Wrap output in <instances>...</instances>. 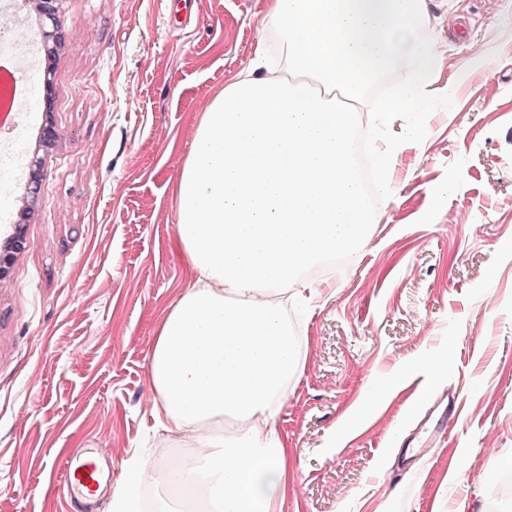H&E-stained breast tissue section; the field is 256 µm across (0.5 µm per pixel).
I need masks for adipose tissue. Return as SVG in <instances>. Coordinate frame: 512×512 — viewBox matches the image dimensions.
I'll return each instance as SVG.
<instances>
[{
	"label": "adipose tissue",
	"mask_w": 512,
	"mask_h": 512,
	"mask_svg": "<svg viewBox=\"0 0 512 512\" xmlns=\"http://www.w3.org/2000/svg\"><path fill=\"white\" fill-rule=\"evenodd\" d=\"M423 0H268L263 30L283 67L252 65L193 125L174 197L177 250L196 274L167 309L149 357L156 418L189 449L171 466L127 460L110 512H281L291 454L274 425L302 348L273 298L304 287L328 255L360 248L372 223L352 149L357 106L405 71L376 105L380 189L425 133L441 56ZM416 122L393 134L397 113Z\"/></svg>",
	"instance_id": "adipose-tissue-1"
}]
</instances>
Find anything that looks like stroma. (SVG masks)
Masks as SVG:
<instances>
[{
	"label": "stroma",
	"mask_w": 512,
	"mask_h": 512,
	"mask_svg": "<svg viewBox=\"0 0 512 512\" xmlns=\"http://www.w3.org/2000/svg\"><path fill=\"white\" fill-rule=\"evenodd\" d=\"M267 0H61L65 45L19 78L54 104L0 115V142L46 175L28 241L0 276V512H70L72 448L182 445L153 415L149 353L195 281L174 249L192 123L248 66ZM451 91L395 160L351 266L304 289V359L276 430L282 512L488 508L512 477V0H425ZM61 137L36 138L45 122ZM449 183L448 192L431 193ZM460 421L414 469L399 452L442 394Z\"/></svg>",
	"instance_id": "obj_1"
}]
</instances>
